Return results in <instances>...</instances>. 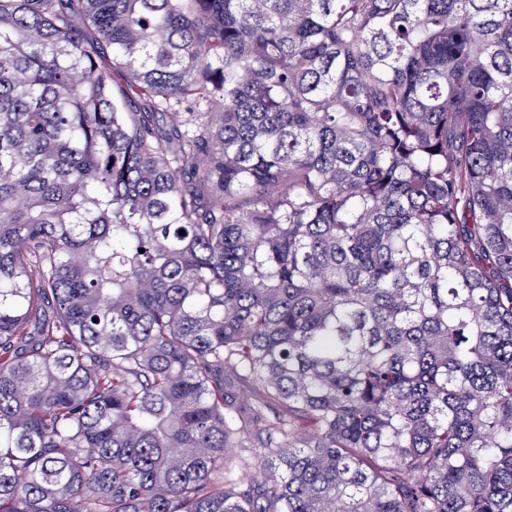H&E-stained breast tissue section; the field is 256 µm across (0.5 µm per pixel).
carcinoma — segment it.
I'll return each mask as SVG.
<instances>
[{
  "instance_id": "cac0c4a2",
  "label": "carcinoma",
  "mask_w": 512,
  "mask_h": 512,
  "mask_svg": "<svg viewBox=\"0 0 512 512\" xmlns=\"http://www.w3.org/2000/svg\"><path fill=\"white\" fill-rule=\"evenodd\" d=\"M0 512H512V0H0Z\"/></svg>"
}]
</instances>
